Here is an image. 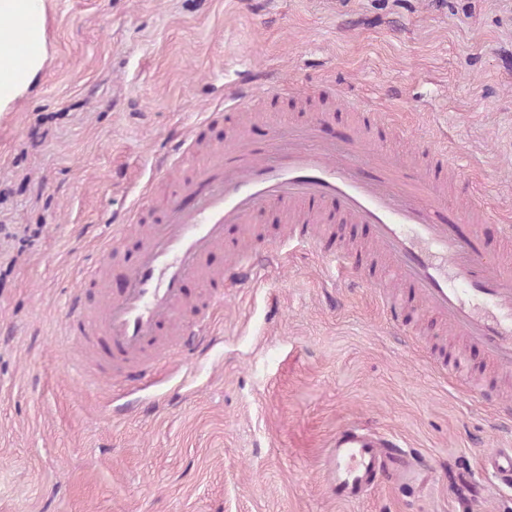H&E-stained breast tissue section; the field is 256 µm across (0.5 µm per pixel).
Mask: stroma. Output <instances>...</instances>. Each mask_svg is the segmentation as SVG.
<instances>
[{"instance_id":"obj_1","label":"stroma","mask_w":512,"mask_h":512,"mask_svg":"<svg viewBox=\"0 0 512 512\" xmlns=\"http://www.w3.org/2000/svg\"><path fill=\"white\" fill-rule=\"evenodd\" d=\"M40 75L0 109V512H512L482 469L512 448V421L431 367L479 354L419 310L390 322L294 245L217 310L216 342L154 379L86 385L64 362L82 267L164 156L201 128L235 129L227 89L250 69L297 85L313 111L330 90L381 99L405 124L401 159L449 147L487 205L512 213V0H43ZM359 425L417 450L430 479L331 497L324 459Z\"/></svg>"}]
</instances>
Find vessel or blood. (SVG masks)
Listing matches in <instances>:
<instances>
[{"instance_id":"b4317fda","label":"vessel or blood","mask_w":512,"mask_h":512,"mask_svg":"<svg viewBox=\"0 0 512 512\" xmlns=\"http://www.w3.org/2000/svg\"><path fill=\"white\" fill-rule=\"evenodd\" d=\"M299 93L272 86L267 73L246 71L230 100L232 109L248 113L250 128L201 159L195 137L183 139L158 170L187 163L190 177L174 181L162 200L145 193L132 211L114 217L107 248L119 252L133 232L139 244L123 262L118 287L104 280L101 267H88L69 297L64 326L82 376L149 380L173 356L208 345L205 329L225 286L260 279L261 249L243 248L231 232L264 223L270 207L289 227L287 242L315 249L367 288L383 289L395 277L408 299L448 324L483 362L512 375V226L495 238L484 233L494 215L473 199L464 173H453L447 151L422 163L397 160L388 146L393 120L380 105H362V123L333 139L324 133L328 112L274 122V101ZM260 126L267 129L262 142L252 135ZM339 229L351 236L368 231L382 264L337 246ZM222 248L235 258L219 273L207 259ZM433 368L512 418V405L472 384L456 358ZM325 464L331 495L347 503L360 500L379 472L397 482L417 481L423 472L400 444L353 427L337 432ZM484 467L512 486V448L491 450Z\"/></svg>"}]
</instances>
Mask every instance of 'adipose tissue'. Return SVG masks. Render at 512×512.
<instances>
[{"label": "adipose tissue", "instance_id": "ef3b65f1", "mask_svg": "<svg viewBox=\"0 0 512 512\" xmlns=\"http://www.w3.org/2000/svg\"><path fill=\"white\" fill-rule=\"evenodd\" d=\"M0 20L8 23L7 30L0 31V105H3L25 90L41 69L40 58L22 65L16 56L18 48L42 35L40 0H0Z\"/></svg>", "mask_w": 512, "mask_h": 512}]
</instances>
